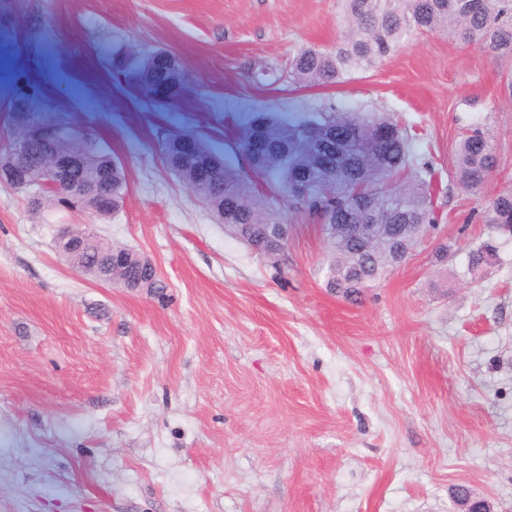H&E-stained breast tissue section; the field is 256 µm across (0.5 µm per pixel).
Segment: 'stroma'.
<instances>
[{
	"instance_id": "1",
	"label": "stroma",
	"mask_w": 512,
	"mask_h": 512,
	"mask_svg": "<svg viewBox=\"0 0 512 512\" xmlns=\"http://www.w3.org/2000/svg\"><path fill=\"white\" fill-rule=\"evenodd\" d=\"M342 35L337 0H0V141L61 123L129 175L123 209L96 222L0 185V512H454L458 485L512 512V241L463 274L487 201L512 186L502 66L424 35L347 83L289 80L299 49ZM160 60L164 96L146 78ZM21 97L38 113L12 111ZM331 100L412 126L459 248L437 264L425 243L357 303L326 289L318 225L291 217L283 264L251 253L156 138L220 153L256 113ZM475 121L505 166L471 193L454 147ZM87 223L151 259L163 289L62 259L59 226Z\"/></svg>"
}]
</instances>
